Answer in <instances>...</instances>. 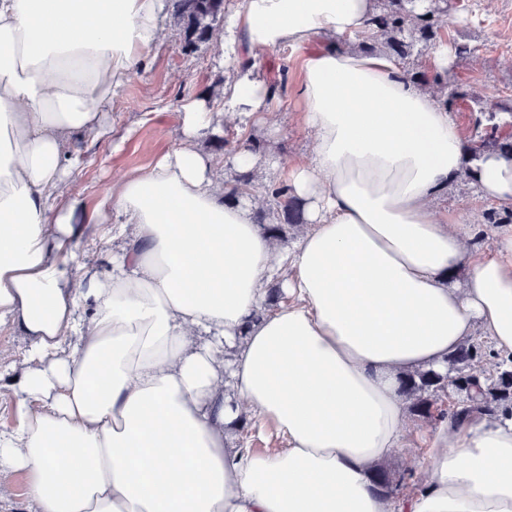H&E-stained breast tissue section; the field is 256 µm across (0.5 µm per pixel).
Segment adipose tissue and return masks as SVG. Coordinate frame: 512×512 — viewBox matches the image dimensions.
Masks as SVG:
<instances>
[{
  "instance_id": "adipose-tissue-1",
  "label": "adipose tissue",
  "mask_w": 512,
  "mask_h": 512,
  "mask_svg": "<svg viewBox=\"0 0 512 512\" xmlns=\"http://www.w3.org/2000/svg\"><path fill=\"white\" fill-rule=\"evenodd\" d=\"M171 0H0V331L28 366L0 384V504L27 512H512V417L444 420L400 499L372 470L409 446L407 372L440 369L474 333L512 355V224L466 248L467 211L435 200L465 166L512 204V159L471 160L431 89L353 46L376 0H243L224 109L270 126L277 101L244 66L304 50L314 134L284 175L307 229L291 244L224 202L196 146L218 118L182 105L183 140L123 176L91 212L70 195L67 144L100 127ZM112 243L108 268L78 241ZM283 300L266 309L267 287ZM281 447L234 440L242 421Z\"/></svg>"
}]
</instances>
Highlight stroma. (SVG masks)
Instances as JSON below:
<instances>
[{"label":"stroma","instance_id":"stroma-1","mask_svg":"<svg viewBox=\"0 0 512 512\" xmlns=\"http://www.w3.org/2000/svg\"><path fill=\"white\" fill-rule=\"evenodd\" d=\"M166 27V37L150 50L145 68L134 73L113 100L102 129L71 143L77 170L70 191L85 207H93L116 177L149 168L179 145L181 106L186 100L204 98L216 106L224 100L228 70L216 44L185 47L175 20H168ZM442 42L451 48L465 44L472 49L470 56L456 59L448 68L449 78L472 85L480 97L478 109L463 103L450 114L468 143L487 130L480 121L482 113L497 111L501 100L512 96V0H448ZM301 56V51L284 48L255 61L266 78H286L285 91L278 98V134L264 126L243 124L227 112L221 117L220 130L232 131L239 139L254 136L265 142L266 163L254 179L260 189L280 181L289 164L308 157L313 149V135L300 120L296 99ZM465 205L474 211L472 247L489 249L484 216L491 204L481 199L475 184L451 180L436 201L442 212L453 213Z\"/></svg>","mask_w":512,"mask_h":512}]
</instances>
